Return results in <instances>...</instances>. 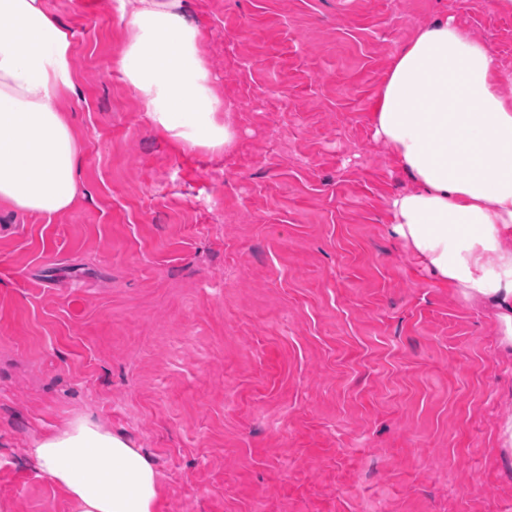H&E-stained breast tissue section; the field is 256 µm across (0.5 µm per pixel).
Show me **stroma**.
Wrapping results in <instances>:
<instances>
[{
    "label": "stroma",
    "instance_id": "obj_1",
    "mask_svg": "<svg viewBox=\"0 0 512 512\" xmlns=\"http://www.w3.org/2000/svg\"><path fill=\"white\" fill-rule=\"evenodd\" d=\"M114 0L72 34L74 207L0 211V512H75L29 450L93 414L155 462L158 512H512V360L391 233L408 188L370 112L446 17L510 74L495 0H181L228 146L176 143L119 65Z\"/></svg>",
    "mask_w": 512,
    "mask_h": 512
}]
</instances>
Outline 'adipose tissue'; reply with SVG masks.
<instances>
[{"label":"adipose tissue","instance_id":"ef3b65f1","mask_svg":"<svg viewBox=\"0 0 512 512\" xmlns=\"http://www.w3.org/2000/svg\"><path fill=\"white\" fill-rule=\"evenodd\" d=\"M116 10L130 37L122 70L168 135L195 146L229 144L219 122L201 34L180 0H137ZM69 30L42 0H0V204L54 215L78 194L80 145L60 99L76 94ZM493 53L453 19L422 27L395 54L371 125L411 189L388 203L392 232L441 285L487 310L502 356L512 355V97ZM40 471L76 512H157L151 457L92 416L36 441Z\"/></svg>","mask_w":512,"mask_h":512}]
</instances>
